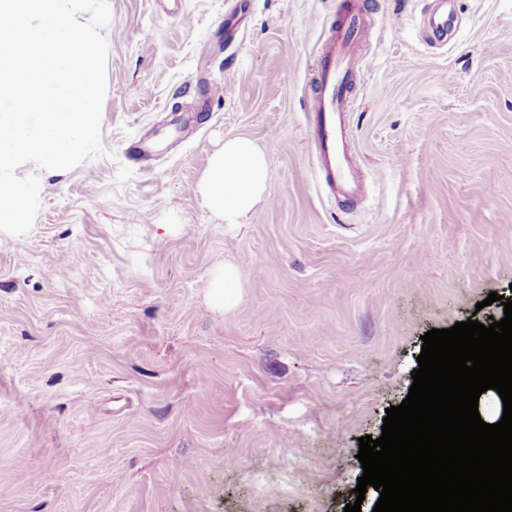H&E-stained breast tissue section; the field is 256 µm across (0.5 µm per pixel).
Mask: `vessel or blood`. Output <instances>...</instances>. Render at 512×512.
I'll return each instance as SVG.
<instances>
[{
	"mask_svg": "<svg viewBox=\"0 0 512 512\" xmlns=\"http://www.w3.org/2000/svg\"><path fill=\"white\" fill-rule=\"evenodd\" d=\"M339 13L341 23L326 39L314 73L317 89L307 112L320 187L328 197L350 201L362 194L364 182L347 150L348 94L356 74V53L369 43L372 27L357 0H343Z\"/></svg>",
	"mask_w": 512,
	"mask_h": 512,
	"instance_id": "b4317fda",
	"label": "vessel or blood"
}]
</instances>
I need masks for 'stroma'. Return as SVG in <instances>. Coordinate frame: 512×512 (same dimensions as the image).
Returning a JSON list of instances; mask_svg holds the SVG:
<instances>
[{"mask_svg": "<svg viewBox=\"0 0 512 512\" xmlns=\"http://www.w3.org/2000/svg\"><path fill=\"white\" fill-rule=\"evenodd\" d=\"M340 2L108 0L102 152L18 168L40 207L0 233V512H372L359 439L422 336L503 318L512 0H447L442 45L436 0H366L348 124L368 190L331 202L306 104ZM237 134L271 177L231 231L198 185ZM228 263L230 309L210 298ZM211 297L218 305L224 308L234 306L239 298L240 279L239 272L234 264H225L221 271L211 282Z\"/></svg>", "mask_w": 512, "mask_h": 512, "instance_id": "obj_1", "label": "stroma"}]
</instances>
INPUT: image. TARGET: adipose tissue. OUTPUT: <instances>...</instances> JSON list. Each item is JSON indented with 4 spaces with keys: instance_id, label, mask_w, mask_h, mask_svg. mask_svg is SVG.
Masks as SVG:
<instances>
[{
    "instance_id": "ef3b65f1",
    "label": "adipose tissue",
    "mask_w": 512,
    "mask_h": 512,
    "mask_svg": "<svg viewBox=\"0 0 512 512\" xmlns=\"http://www.w3.org/2000/svg\"><path fill=\"white\" fill-rule=\"evenodd\" d=\"M270 159L247 136L225 138L211 159L199 192L227 228H237L267 199Z\"/></svg>"
}]
</instances>
